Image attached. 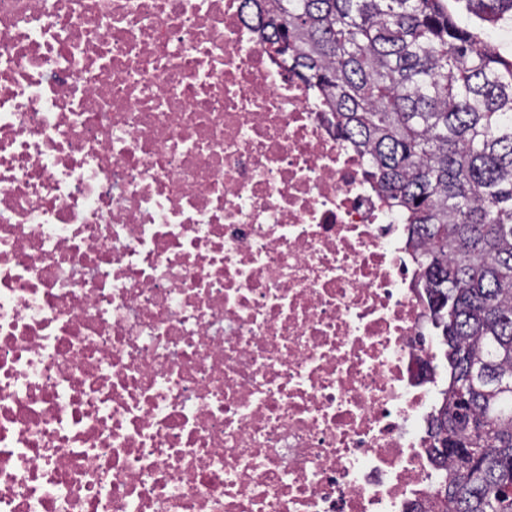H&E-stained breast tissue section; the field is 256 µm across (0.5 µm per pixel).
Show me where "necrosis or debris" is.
<instances>
[{"instance_id": "obj_1", "label": "necrosis or debris", "mask_w": 512, "mask_h": 512, "mask_svg": "<svg viewBox=\"0 0 512 512\" xmlns=\"http://www.w3.org/2000/svg\"><path fill=\"white\" fill-rule=\"evenodd\" d=\"M433 327L241 0H0V512H426Z\"/></svg>"}]
</instances>
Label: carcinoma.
<instances>
[{
    "instance_id": "1",
    "label": "carcinoma",
    "mask_w": 512,
    "mask_h": 512,
    "mask_svg": "<svg viewBox=\"0 0 512 512\" xmlns=\"http://www.w3.org/2000/svg\"><path fill=\"white\" fill-rule=\"evenodd\" d=\"M476 22L460 25L453 5ZM318 87L406 214L448 389L429 426L437 512H512V59L485 24L512 0H241ZM458 448H480L473 460Z\"/></svg>"
}]
</instances>
